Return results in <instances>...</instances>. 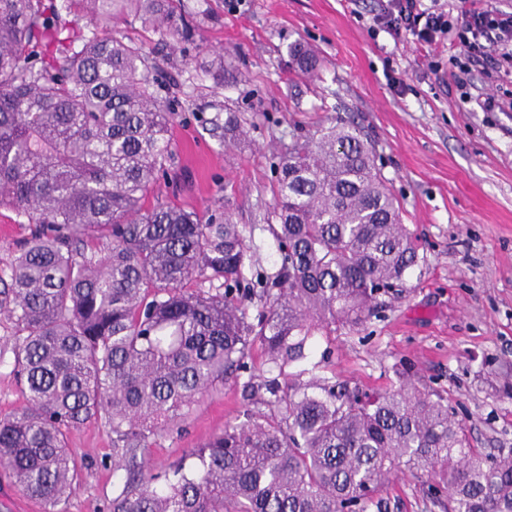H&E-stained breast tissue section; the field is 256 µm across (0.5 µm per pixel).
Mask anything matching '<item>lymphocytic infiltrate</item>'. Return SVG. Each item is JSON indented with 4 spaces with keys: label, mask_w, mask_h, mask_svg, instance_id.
<instances>
[{
    "label": "lymphocytic infiltrate",
    "mask_w": 512,
    "mask_h": 512,
    "mask_svg": "<svg viewBox=\"0 0 512 512\" xmlns=\"http://www.w3.org/2000/svg\"><path fill=\"white\" fill-rule=\"evenodd\" d=\"M368 31L374 37L384 32L410 39L425 52L457 33L465 60L450 79L459 87L468 85L474 68L512 66V12L489 7L485 0H456L452 14L439 0H381Z\"/></svg>",
    "instance_id": "f902f5d3"
}]
</instances>
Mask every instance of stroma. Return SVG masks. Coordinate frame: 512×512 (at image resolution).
I'll return each mask as SVG.
<instances>
[{"label": "stroma", "instance_id": "obj_1", "mask_svg": "<svg viewBox=\"0 0 512 512\" xmlns=\"http://www.w3.org/2000/svg\"><path fill=\"white\" fill-rule=\"evenodd\" d=\"M377 0H173L192 26L176 43L131 16L82 22L86 36L111 33L150 57L159 98L174 101L176 164L150 202L201 213L226 209L249 230L257 266L274 272L278 244L261 219L274 202L273 165L293 135L336 118L358 124L396 195L401 218L418 237L421 259L402 293L379 316L353 328L339 323L309 340L317 376L384 391L411 382L440 391L467 426L474 447L512 452V110L486 112L482 94L512 100V74L474 73L461 90L445 83L461 44L431 61L413 43L371 38L363 14ZM319 55L311 75L295 71L291 44ZM223 81H216L219 53ZM245 121L247 143L228 148L209 120L224 109ZM31 233L16 212L0 208V272ZM243 379L205 396L158 436L157 468L183 457L255 408ZM80 485L64 512H108L112 436L98 423L74 432ZM425 479L396 472L386 482L389 512H441Z\"/></svg>", "mask_w": 512, "mask_h": 512}]
</instances>
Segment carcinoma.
Segmentation results:
<instances>
[{"label": "carcinoma", "mask_w": 512, "mask_h": 512, "mask_svg": "<svg viewBox=\"0 0 512 512\" xmlns=\"http://www.w3.org/2000/svg\"><path fill=\"white\" fill-rule=\"evenodd\" d=\"M75 20L131 14L174 40L190 31L170 0H0V208L32 224L0 276L25 405L0 416V467L61 512L81 465L68 446L88 422L112 433L109 512H387L402 468L446 490L442 512H512V452L484 455L439 392L412 383L371 392L310 368L262 383L268 411L224 425L161 472V431L250 370L255 342L272 369L306 358L337 322L359 326L419 261L360 128L342 118L277 156L263 220L277 270L249 279L245 227L223 212L145 200L174 160L175 108L147 55ZM299 71L315 52L290 46ZM247 131L224 113V139ZM309 379H304V376Z\"/></svg>", "instance_id": "obj_1"}]
</instances>
